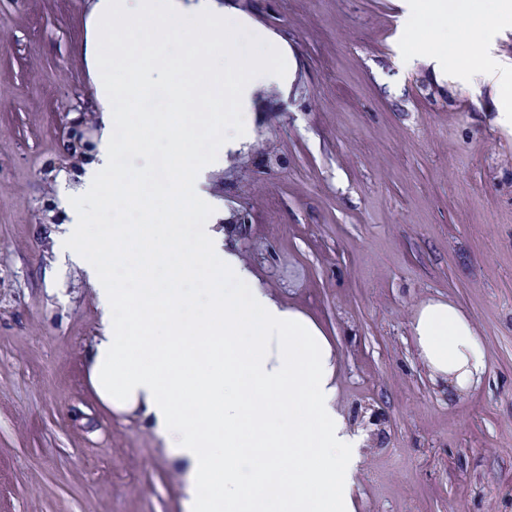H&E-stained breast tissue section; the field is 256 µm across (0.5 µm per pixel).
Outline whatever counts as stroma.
<instances>
[{
    "instance_id": "stroma-1",
    "label": "stroma",
    "mask_w": 512,
    "mask_h": 512,
    "mask_svg": "<svg viewBox=\"0 0 512 512\" xmlns=\"http://www.w3.org/2000/svg\"><path fill=\"white\" fill-rule=\"evenodd\" d=\"M403 3L211 0L296 63L253 101L284 163L235 182L253 212L245 264L334 342L338 402L366 436L358 512H512V125L485 67L451 81L401 63ZM95 4L0 0V512H183L162 442L88 381L101 311L56 247L91 165L59 167L74 104L91 143L103 129ZM431 300L485 345L467 392L418 355L412 319Z\"/></svg>"
}]
</instances>
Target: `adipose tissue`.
<instances>
[{
	"label": "adipose tissue",
	"mask_w": 512,
	"mask_h": 512,
	"mask_svg": "<svg viewBox=\"0 0 512 512\" xmlns=\"http://www.w3.org/2000/svg\"><path fill=\"white\" fill-rule=\"evenodd\" d=\"M504 22L512 0H409L402 54L465 72L485 63L486 33ZM93 27L101 43L142 33L137 69L167 88L174 113L200 99L224 119L222 147L201 146L193 131L173 140L191 165L170 179L165 223L148 202L134 223L108 225L115 249L87 245L84 200L130 189L116 167L129 141L120 135L127 113L113 105L115 67L93 61L104 129L60 246L85 268L103 312L90 358L97 396L114 413L140 412L180 461L184 512H357L363 438L338 405L337 351L225 248L199 190L248 142L254 95L287 82L293 59L205 0H97ZM412 331L432 379L450 392L484 372L485 346L454 304L425 303Z\"/></svg>",
	"instance_id": "1"
}]
</instances>
